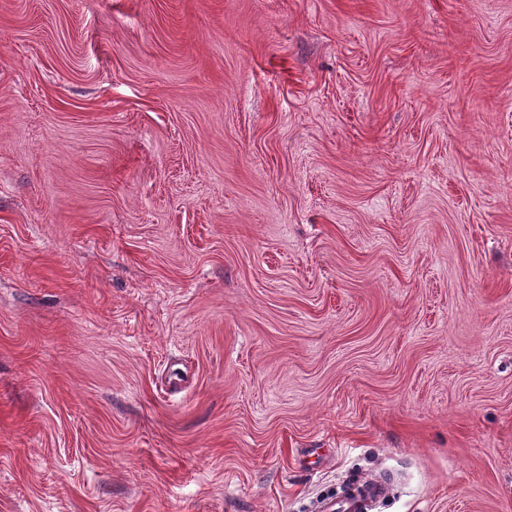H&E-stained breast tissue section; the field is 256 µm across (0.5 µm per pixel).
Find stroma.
<instances>
[{
	"mask_svg": "<svg viewBox=\"0 0 512 512\" xmlns=\"http://www.w3.org/2000/svg\"><path fill=\"white\" fill-rule=\"evenodd\" d=\"M512 512V0H0V512ZM392 477L388 473L373 477L353 474L344 480L338 495L323 497L318 512H369L371 504L384 502L390 495Z\"/></svg>",
	"mask_w": 512,
	"mask_h": 512,
	"instance_id": "1",
	"label": "stroma"
}]
</instances>
